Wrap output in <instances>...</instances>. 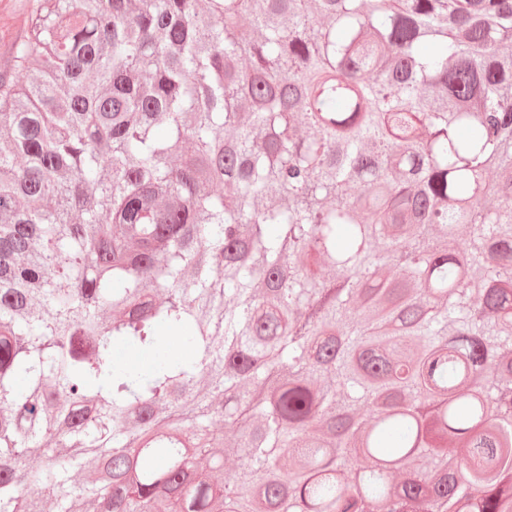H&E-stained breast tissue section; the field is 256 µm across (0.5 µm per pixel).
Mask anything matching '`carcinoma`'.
Listing matches in <instances>:
<instances>
[{
  "instance_id": "carcinoma-1",
  "label": "carcinoma",
  "mask_w": 512,
  "mask_h": 512,
  "mask_svg": "<svg viewBox=\"0 0 512 512\" xmlns=\"http://www.w3.org/2000/svg\"><path fill=\"white\" fill-rule=\"evenodd\" d=\"M12 61L0 512H512V0H40Z\"/></svg>"
}]
</instances>
